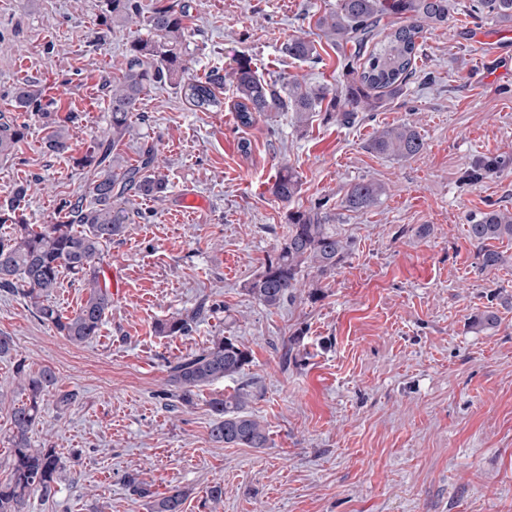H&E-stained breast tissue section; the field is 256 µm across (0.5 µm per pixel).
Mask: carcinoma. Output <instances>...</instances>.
Segmentation results:
<instances>
[{"label":"carcinoma","mask_w":512,"mask_h":512,"mask_svg":"<svg viewBox=\"0 0 512 512\" xmlns=\"http://www.w3.org/2000/svg\"><path fill=\"white\" fill-rule=\"evenodd\" d=\"M452 0H337L334 10L318 19V27L342 51L353 49L351 78L345 93L327 88L312 89L297 79L282 77L266 80L246 60L232 68V84L237 101L234 109L243 127L251 126L267 112H293L303 120L317 105L328 101L330 118L342 124L352 122L357 112L378 110L385 100L402 94L416 75V54L424 26L445 23ZM100 26L127 22L141 15L139 0H104ZM477 14H486L503 26H512V0H471ZM402 19L379 37L384 15ZM188 5L173 2L154 7L147 16L149 38H137L126 48L125 68L112 85L108 101L109 136L99 140L80 164L92 171L88 193L64 198L63 220L55 224H30L24 218L29 185L19 184L0 204V224L10 232L0 236V289L26 302L28 310L42 323L53 326L76 345L99 336L106 312L112 307V292L103 284L100 259L104 247L124 232L129 218L130 198H153L167 190V181L159 171L153 147L143 149L136 163L115 173L117 147L131 132L132 116L144 92L157 84L176 83L188 102L200 111L222 106L217 96L224 88L222 70L214 69L203 77H188L186 50L189 37L186 18ZM281 53L301 62L318 58L315 44L305 38L285 41ZM15 108L43 120L44 144L53 152L65 147L61 130L48 111L42 91L29 83L15 89ZM28 135L26 122L0 115V156L11 155ZM423 139L409 123L387 127L374 136L370 148L375 152L405 158L422 151ZM300 181L290 167H283L271 187V193L284 206L298 194ZM382 194L381 186L361 181L351 186L344 208L357 212L369 207ZM288 230L261 270L247 283L246 291L267 308H278L295 300L293 289L310 270L319 277L336 271L352 253L351 243L336 235L330 227L332 216L320 204L309 209L288 210ZM470 243L478 248V264L483 269L507 263L502 252L487 247V241L512 239V214L492 209L471 221L467 228ZM78 275L88 288L81 306L70 316L50 301L64 273ZM213 308L202 303L194 309L156 326L166 336H185L193 325ZM251 363V353L233 336H219L205 346L168 365V380L182 404L193 403L195 392L221 380H233ZM20 390L27 401L11 410L13 463L7 482H0V512H25L28 497L37 493L49 498L64 461L54 448H34L30 430L41 417L43 397L51 394L58 408L67 409L78 399L75 391L58 387L55 372L45 367L31 374L25 361H16ZM251 390L240 384L208 402L212 416L210 438L226 447L266 448L269 432L265 424L247 411ZM129 492L140 498H154L152 512H183L187 492L172 488L156 495L136 477L128 475Z\"/></svg>","instance_id":"obj_1"}]
</instances>
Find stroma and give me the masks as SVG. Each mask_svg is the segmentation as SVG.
Masks as SVG:
<instances>
[{"mask_svg":"<svg viewBox=\"0 0 512 512\" xmlns=\"http://www.w3.org/2000/svg\"><path fill=\"white\" fill-rule=\"evenodd\" d=\"M188 2L191 75L245 58L266 78L345 87L352 60L317 26L336 0ZM452 3L447 23L420 39L404 94L348 125L320 108L304 125L274 112L242 127L229 83L218 111L194 109L170 83L142 95L119 153L132 164L154 147L169 189L132 198L124 233L104 252L103 277L123 291L99 336L72 344L0 291V334L12 336L16 357L52 368L60 389L78 394L65 410L44 401L31 442L66 464L55 496H31L27 512H151L124 486L128 475L157 494L188 490L184 512H512V241H490L508 261L482 270L466 233L484 212H512V74L482 65L495 50L512 57V39L471 13L470 0ZM101 9L102 0H0V112L15 115L12 92L30 82L53 103L66 141L48 152L33 117L27 138L0 157V200L27 182L32 224L56 223L61 200L86 193L78 161L108 129L128 42L148 35L140 22L98 41ZM291 37L313 40L318 63L283 56ZM405 122L422 152L397 160L370 150L378 130ZM489 158L507 164L469 180ZM284 166L300 180L292 207L327 202L353 255L269 309L246 284L287 231L288 208L270 193ZM362 180L382 195L345 210ZM190 195L201 206H185ZM202 302L216 311L190 335L157 332ZM488 311L497 324L483 322ZM216 336L252 355L248 409L268 428V447L211 441L208 402L230 382L203 388L190 407L172 394L168 363ZM16 357L0 358V481L11 462L9 410L22 399ZM217 484L224 500L214 504L207 492Z\"/></svg>","mask_w":512,"mask_h":512,"instance_id":"stroma-1","label":"stroma"}]
</instances>
